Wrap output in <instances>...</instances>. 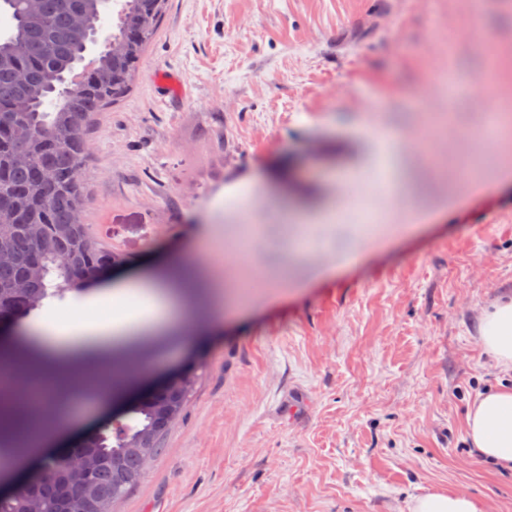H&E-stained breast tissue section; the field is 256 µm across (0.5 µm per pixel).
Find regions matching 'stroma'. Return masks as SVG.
<instances>
[{"label":"stroma","mask_w":512,"mask_h":512,"mask_svg":"<svg viewBox=\"0 0 512 512\" xmlns=\"http://www.w3.org/2000/svg\"><path fill=\"white\" fill-rule=\"evenodd\" d=\"M495 56L512 0H169L92 123L83 219L132 269L218 235L249 300L146 341L137 394L202 369L113 512H409L460 490L512 512V469L466 434L477 395L512 384L478 336L512 294V189L468 164L512 104Z\"/></svg>","instance_id":"obj_1"}]
</instances>
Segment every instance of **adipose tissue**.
<instances>
[{
	"instance_id": "obj_1",
	"label": "adipose tissue",
	"mask_w": 512,
	"mask_h": 512,
	"mask_svg": "<svg viewBox=\"0 0 512 512\" xmlns=\"http://www.w3.org/2000/svg\"><path fill=\"white\" fill-rule=\"evenodd\" d=\"M185 293H206L215 314L224 310V283L192 259L170 262L160 275L121 273L106 287L88 296L68 311L37 320L43 360L60 367L96 355L110 362L121 345L141 342L143 337L170 331L195 333L191 317L181 312L178 298ZM479 336L484 351L501 372H512V297L482 309ZM67 432L65 418H56L53 428L39 430L26 448L6 455L0 467L13 474L32 461L42 459L49 446ZM467 436L474 448L504 468H512V386L478 395L467 413Z\"/></svg>"
}]
</instances>
